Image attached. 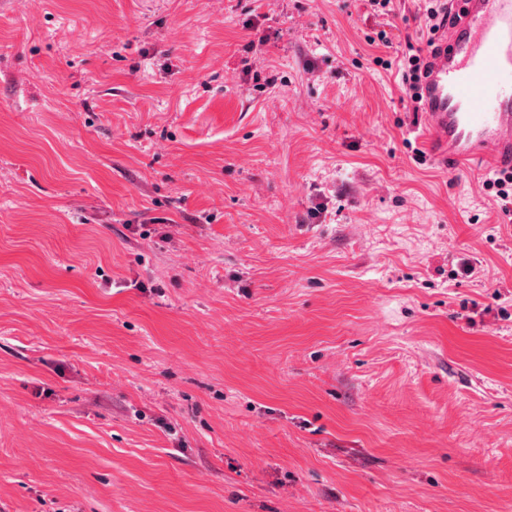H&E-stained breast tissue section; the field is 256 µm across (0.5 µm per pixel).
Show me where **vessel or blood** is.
<instances>
[{
    "instance_id": "1",
    "label": "vessel or blood",
    "mask_w": 512,
    "mask_h": 512,
    "mask_svg": "<svg viewBox=\"0 0 512 512\" xmlns=\"http://www.w3.org/2000/svg\"><path fill=\"white\" fill-rule=\"evenodd\" d=\"M464 22L444 29L425 81L435 155L468 166H512V0H461Z\"/></svg>"
}]
</instances>
